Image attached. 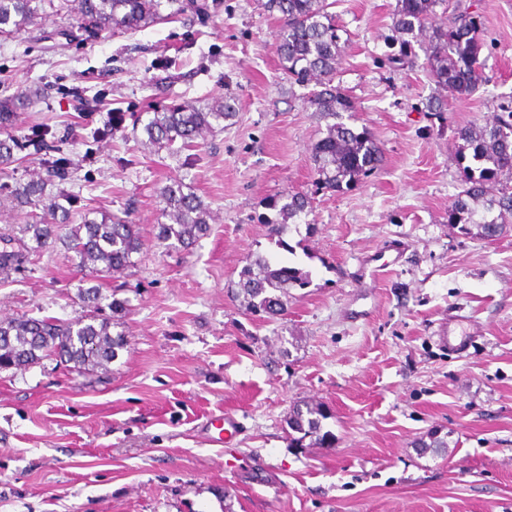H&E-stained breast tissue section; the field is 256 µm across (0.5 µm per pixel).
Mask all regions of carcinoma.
<instances>
[{
    "label": "carcinoma",
    "mask_w": 512,
    "mask_h": 512,
    "mask_svg": "<svg viewBox=\"0 0 512 512\" xmlns=\"http://www.w3.org/2000/svg\"><path fill=\"white\" fill-rule=\"evenodd\" d=\"M67 7L88 36L104 31L135 30L172 19L192 8L201 11L197 0H65ZM54 7V0H0V35L19 33L34 24L39 12ZM441 6L450 12L448 24L434 25L431 18ZM270 13L280 14L282 24L276 34V52L288 80L310 88L306 102L323 118L340 113L353 114L357 107L344 90L334 84L336 65L347 40L342 27L329 11L327 0H266ZM394 29L411 36L403 41V57H408L411 40L427 41V64L434 81L459 97L477 93L485 77L481 56L485 43L481 37V17L462 7L459 0H397ZM23 92L0 100V167L20 161L18 151L33 147L51 158L52 169L59 171L66 161L54 157L58 147L47 141L40 129H32L25 143L9 133L16 114L28 105ZM231 99L218 98L205 109L173 103L154 110L143 126L147 143L157 149H170L176 142L183 148H197L213 132L214 126L235 116ZM460 141L456 162L462 190L448 208V223L459 232L493 241L512 223V182L503 178L512 171V110L483 126L456 128ZM382 152L367 129L357 130L344 122L328 126L327 133L312 150L316 186L343 191L353 188L362 176L381 162ZM47 180L30 179L11 193V202L20 207L37 206L45 200ZM166 221L157 225V240L186 250L211 229L213 214L208 204L194 193L183 191L173 181L160 192ZM481 208H476V205ZM278 210L281 219L262 220L268 236L280 237L288 221L310 212L311 201L304 193L287 197L283 204L267 203ZM60 219L41 218L23 224L17 232H0V283L24 268L30 256L43 247L60 242L79 259L78 266L96 278H110L133 266L132 256L142 252L144 242L136 226L102 213L101 219L84 218L69 223V211L60 203L48 204ZM309 284L301 269L277 264L263 255L249 258L239 274L237 295L243 297L251 314L275 316L284 312L289 290ZM79 298L89 310L72 320L53 317H10L0 320V370L21 369L45 358H56L77 372L106 369L126 348L125 332L112 333L116 323L103 313V294L99 286L82 288ZM333 418L320 402H305L293 407L286 419L288 447H329L334 434L325 428Z\"/></svg>",
    "instance_id": "obj_1"
}]
</instances>
